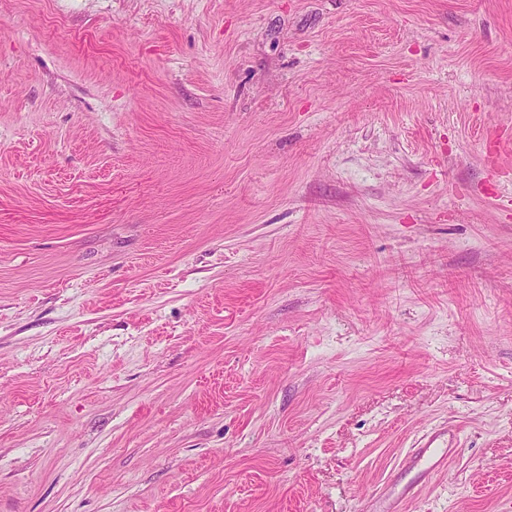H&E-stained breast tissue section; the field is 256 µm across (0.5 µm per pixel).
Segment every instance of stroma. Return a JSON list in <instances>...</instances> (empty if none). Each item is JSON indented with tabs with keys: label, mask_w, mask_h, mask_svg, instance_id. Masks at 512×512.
I'll return each mask as SVG.
<instances>
[{
	"label": "stroma",
	"mask_w": 512,
	"mask_h": 512,
	"mask_svg": "<svg viewBox=\"0 0 512 512\" xmlns=\"http://www.w3.org/2000/svg\"><path fill=\"white\" fill-rule=\"evenodd\" d=\"M494 152L512 0H0V512H512ZM455 452L454 448H421L414 458L413 464L425 461L426 472L436 470L448 463V457Z\"/></svg>",
	"instance_id": "35a3bbf8"
}]
</instances>
